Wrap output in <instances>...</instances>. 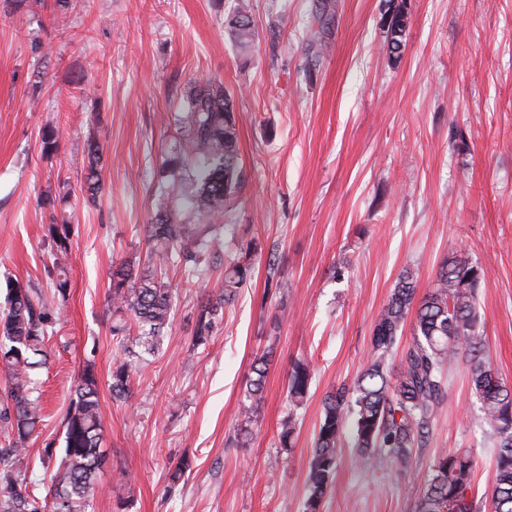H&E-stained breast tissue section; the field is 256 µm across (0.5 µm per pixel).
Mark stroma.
Here are the masks:
<instances>
[{
	"label": "stroma",
	"mask_w": 512,
	"mask_h": 512,
	"mask_svg": "<svg viewBox=\"0 0 512 512\" xmlns=\"http://www.w3.org/2000/svg\"><path fill=\"white\" fill-rule=\"evenodd\" d=\"M235 0H0V307L19 281L53 290L45 238L53 216L72 226L71 289L37 374L43 420L27 445L31 487L45 496L46 445L85 361L99 379L109 460L87 512H304L306 475L324 394L367 363L374 320L404 269L418 294L440 263L466 255L483 269L477 312L486 350L512 386V0H252L257 37L241 48L224 20ZM407 14L399 59L388 50L396 9ZM322 14L318 54L307 32ZM216 80L234 100L242 185L224 216V245L205 277L168 266L176 298L159 357L109 387L123 350L113 339L109 279L145 254L160 166L178 134L188 82ZM59 132L44 155L41 131ZM104 146L103 190L81 192L85 145ZM55 206L42 205L44 194ZM256 243L252 277L209 342L193 347L196 305L224 266ZM272 351L247 447L233 438L250 404L255 356ZM307 359L300 406L288 374ZM411 471L358 462L344 433L320 512H417L441 450L476 462L478 512H491L490 429L464 367ZM293 420L289 447L279 434ZM191 466L178 483L170 469Z\"/></svg>",
	"instance_id": "1"
}]
</instances>
